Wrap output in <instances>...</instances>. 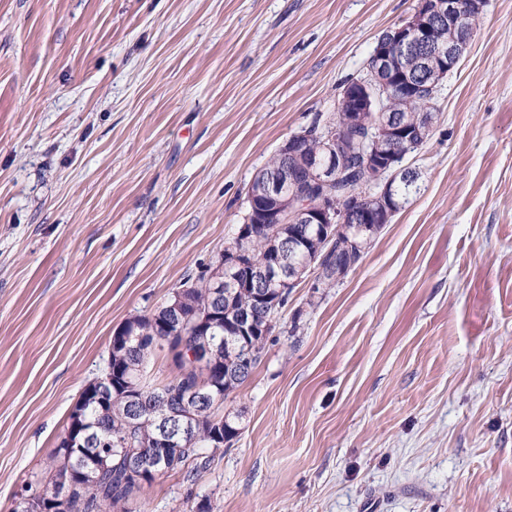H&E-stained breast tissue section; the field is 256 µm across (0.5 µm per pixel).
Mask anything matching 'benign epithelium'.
<instances>
[{
	"label": "benign epithelium",
	"mask_w": 512,
	"mask_h": 512,
	"mask_svg": "<svg viewBox=\"0 0 512 512\" xmlns=\"http://www.w3.org/2000/svg\"><path fill=\"white\" fill-rule=\"evenodd\" d=\"M485 6L486 0H418L409 17L378 38L368 59V76L356 82L361 88L357 109H352L351 86L347 85L339 100L342 113L336 119L318 127L309 126L278 148L286 159L288 154L296 153L303 140H319V151L301 157L300 165L306 181L322 190L321 196L314 202L306 198L303 181L294 168L259 170L248 190L250 213L236 238L246 240L257 229L269 228L272 244L261 261H249L251 277L244 279L242 285L234 278L235 268L242 265L247 254L234 244L227 246L224 272L214 273L213 284L255 288L260 299L269 297L272 288H295L301 284L325 287L317 257L304 255L299 243L291 238L279 239L278 230L287 224L313 227L315 237L324 244L345 237L351 248L359 247L360 237L369 240L379 235L396 213L391 201L395 181L414 172L402 160L414 142L427 140L434 125L431 102L421 109L413 128L399 124L387 107L396 99L413 104L435 96L438 84L456 69L470 46L474 29L469 22L482 15ZM444 23L452 33L446 46L436 40L437 28ZM411 52L420 53V77L407 74L400 65ZM350 125L362 127V141L371 146L363 155L367 180L361 194L339 198L334 186L345 172V131ZM220 400L221 396L206 383L194 389L183 414L161 418L158 442L166 445L185 438L190 422L211 414Z\"/></svg>",
	"instance_id": "1"
}]
</instances>
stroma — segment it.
<instances>
[{
	"label": "stroma",
	"mask_w": 512,
	"mask_h": 512,
	"mask_svg": "<svg viewBox=\"0 0 512 512\" xmlns=\"http://www.w3.org/2000/svg\"><path fill=\"white\" fill-rule=\"evenodd\" d=\"M417 0H0V512L115 329L218 260L251 180ZM421 190L293 289L239 435L128 512H512V0H487Z\"/></svg>",
	"instance_id": "1"
}]
</instances>
